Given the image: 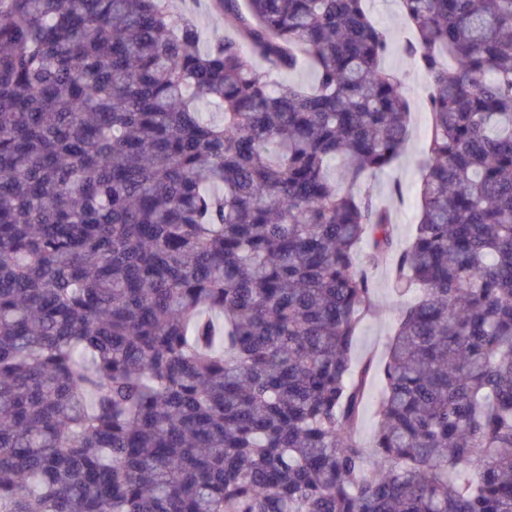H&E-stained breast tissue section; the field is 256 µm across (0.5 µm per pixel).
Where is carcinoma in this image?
I'll return each mask as SVG.
<instances>
[{
	"label": "carcinoma",
	"mask_w": 512,
	"mask_h": 512,
	"mask_svg": "<svg viewBox=\"0 0 512 512\" xmlns=\"http://www.w3.org/2000/svg\"><path fill=\"white\" fill-rule=\"evenodd\" d=\"M211 2L204 47L171 0H0V512H512V0H398L404 247L367 183L408 136L393 33ZM368 12L375 23L396 35V42L385 58V67L397 73L405 83L412 101V114L408 141L398 163L371 180V190L379 203L391 208L394 221V236L398 246L407 245L414 234L416 209L415 190L420 183L419 150L427 135L431 117L425 108L427 79L403 54L398 41L409 35L408 28L394 0H370ZM402 185L407 193L403 201L396 200L391 188ZM391 277L392 272L388 262L379 263L372 268L373 307L362 323L356 344V360L361 362L366 357H373L375 366L369 378V399L363 409L358 428V436L363 442H369L372 439L376 428L374 400L381 388L377 369L384 358L386 344L393 334L399 317L400 305L390 291Z\"/></svg>",
	"instance_id": "carcinoma-1"
}]
</instances>
